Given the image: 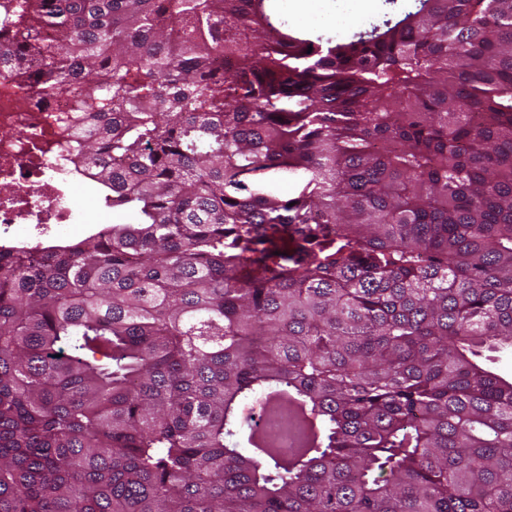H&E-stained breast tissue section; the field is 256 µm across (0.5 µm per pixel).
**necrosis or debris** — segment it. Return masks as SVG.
<instances>
[{"label": "necrosis or debris", "instance_id": "obj_1", "mask_svg": "<svg viewBox=\"0 0 512 512\" xmlns=\"http://www.w3.org/2000/svg\"><path fill=\"white\" fill-rule=\"evenodd\" d=\"M74 106L73 93L44 97L23 77L0 76V231L64 234L73 224L75 192L94 176L93 163L72 150Z\"/></svg>", "mask_w": 512, "mask_h": 512}]
</instances>
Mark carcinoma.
<instances>
[{
	"instance_id": "cac0c4a2",
	"label": "carcinoma",
	"mask_w": 512,
	"mask_h": 512,
	"mask_svg": "<svg viewBox=\"0 0 512 512\" xmlns=\"http://www.w3.org/2000/svg\"><path fill=\"white\" fill-rule=\"evenodd\" d=\"M2 21L135 223L0 246V512H512V0L348 43L269 0ZM285 398L307 447L244 413Z\"/></svg>"
}]
</instances>
